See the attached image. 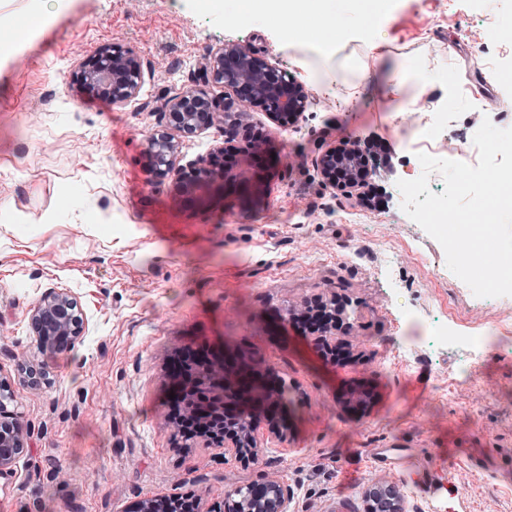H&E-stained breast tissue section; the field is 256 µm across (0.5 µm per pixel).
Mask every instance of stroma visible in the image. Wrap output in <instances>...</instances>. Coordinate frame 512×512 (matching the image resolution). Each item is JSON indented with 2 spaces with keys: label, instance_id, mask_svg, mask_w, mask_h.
Masks as SVG:
<instances>
[{
  "label": "stroma",
  "instance_id": "obj_1",
  "mask_svg": "<svg viewBox=\"0 0 512 512\" xmlns=\"http://www.w3.org/2000/svg\"><path fill=\"white\" fill-rule=\"evenodd\" d=\"M399 7L373 30L369 5L346 14L347 38L319 54L284 25L236 24L197 0H61L40 23L31 0H0V20L28 28L24 52L0 58V384L31 429L14 473L0 476V512H131L148 496L189 492L198 512H212L226 490L267 477L288 485L291 512H366L376 485L397 487L404 512H512V339L476 354L425 336L428 318L449 308L476 322L494 313L449 278L437 245L395 201L394 182L412 168L403 134L423 109L412 86L388 88L419 62L461 89L429 88L452 114L451 135H474L486 118L512 123L473 105L505 94L480 77L499 53L489 30L512 23V0L477 14L470 0ZM227 41L288 69L313 99L282 125L251 108L276 164L267 174L237 156V174L270 179L248 210L177 202L172 182H154L144 163L157 100L188 87L219 99L198 74ZM109 43L145 64L140 96L125 106L72 81ZM348 138L387 149L370 178L382 206L323 181L319 157ZM354 211L367 221L353 222ZM387 240L397 253L416 244L421 260L389 262ZM52 288L69 289L86 318L73 350L53 356L28 325ZM333 297L346 305L336 331L344 364L281 320ZM188 346L233 353L288 385L284 436L259 428L253 462L176 445L169 365ZM31 365L39 382L26 377ZM379 448L409 455L383 469L372 460Z\"/></svg>",
  "mask_w": 512,
  "mask_h": 512
}]
</instances>
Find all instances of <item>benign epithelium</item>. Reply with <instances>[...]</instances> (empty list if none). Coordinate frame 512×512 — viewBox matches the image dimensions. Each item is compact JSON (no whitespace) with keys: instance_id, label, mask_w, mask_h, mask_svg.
Returning a JSON list of instances; mask_svg holds the SVG:
<instances>
[{"instance_id":"1","label":"benign epithelium","mask_w":512,"mask_h":512,"mask_svg":"<svg viewBox=\"0 0 512 512\" xmlns=\"http://www.w3.org/2000/svg\"><path fill=\"white\" fill-rule=\"evenodd\" d=\"M144 76V62L133 51L106 45L85 62L75 75L81 89L109 101L124 105L137 100ZM205 83L225 89L224 108L214 110L212 102L201 91L188 88L166 97L157 106L161 123L146 140V170L157 182L174 181L182 201L203 198L213 189L219 198L233 195L242 200L260 203L267 196L266 182L257 178L245 185L236 182L224 166L225 147L218 146L186 165L178 164L183 141L216 127L223 131L224 142L236 138L247 125L249 110L262 107L270 119L280 124L285 115L298 117L311 104L305 86L290 72L274 66L248 47L226 42L211 52L202 66ZM336 149L326 151L319 159L318 169L331 186L355 188L363 177L350 179L344 169L336 166ZM29 325L40 347L51 354L69 350L85 329L84 313L68 289H50L43 293L29 312ZM196 371L223 379L220 402L213 407V417L201 422L199 441L208 448H222L224 454L245 462L257 456L258 427L267 422L268 431L280 437V425L266 415H243L244 395H253L263 388L254 370L232 358L210 366L200 364ZM230 407L241 423H225L224 408ZM30 441V428L22 420L0 426V476L13 470ZM269 494L261 501L240 504L244 512H289L288 488L276 479L262 481ZM133 512H171L170 498L156 495L138 502Z\"/></svg>"}]
</instances>
